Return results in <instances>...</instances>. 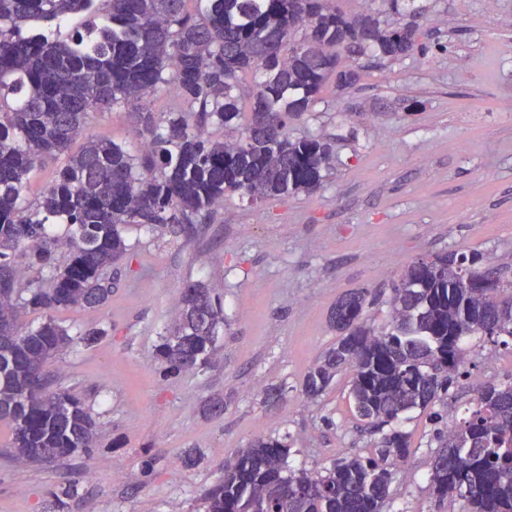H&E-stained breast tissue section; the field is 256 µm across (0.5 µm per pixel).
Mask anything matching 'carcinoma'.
Masks as SVG:
<instances>
[{
    "mask_svg": "<svg viewBox=\"0 0 512 512\" xmlns=\"http://www.w3.org/2000/svg\"><path fill=\"white\" fill-rule=\"evenodd\" d=\"M0 0V422L12 430L11 458L26 466L66 462L94 447L97 423L79 397L46 372L75 345L89 348L104 329L70 334L53 316L18 326L29 309L98 308L112 295V268L127 255L129 226L194 231L224 197L253 202L312 194L331 151L294 137L290 120L312 111L330 79L344 91L359 74L339 68L341 53L394 61L425 51L418 29L399 30L373 14L348 16L331 0ZM253 75L244 91L243 76ZM174 92L176 107L156 122L150 97ZM137 112L145 152L89 138L32 202L26 177L47 155L67 152L92 110ZM271 116L255 126V113ZM236 129L233 139L213 130ZM68 231L59 235L55 225ZM473 254L411 262L392 288V321L365 319L366 298L337 301L341 333L302 384L320 396L345 367L358 421L382 433L374 456H343L325 473L287 467L291 448L258 437L224 464L203 495L204 512H384L394 468L411 455L399 424L426 409L463 375L462 341L480 334L507 345L512 294L489 296L466 278H492ZM47 277L28 278L32 268ZM224 310L201 283L181 293L174 325L156 349L167 372L210 363ZM389 430H384V427ZM430 482L468 512H512V382L481 388L477 405L448 434L438 433Z\"/></svg>",
    "mask_w": 512,
    "mask_h": 512,
    "instance_id": "cac0c4a2",
    "label": "carcinoma"
}]
</instances>
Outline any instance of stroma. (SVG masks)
Here are the masks:
<instances>
[{"mask_svg":"<svg viewBox=\"0 0 512 512\" xmlns=\"http://www.w3.org/2000/svg\"><path fill=\"white\" fill-rule=\"evenodd\" d=\"M419 4L421 13L397 21L418 26L426 53L360 57L353 87L327 84L291 123L293 136L332 147L320 190L257 204L228 196L187 238L126 229L130 251L107 303L56 315L71 332L102 328L105 338L48 365L92 412L97 444L64 466H20L4 456L11 430L0 424V512H199L225 462L259 436L287 439L294 470L369 455L380 436L352 413L351 371L317 399L301 392L339 338L330 323L337 299L369 291L367 319L381 327L404 267L450 252L478 254L512 286V0ZM85 134L143 150L129 108L90 111ZM197 281L224 309L217 356L162 378L155 347L184 286ZM464 358L459 383L403 422L415 453L395 471L387 512H465L462 500L432 490L435 436L474 406L478 388L512 377V348L471 336ZM273 386L283 389L276 406L266 401ZM191 448L202 459L188 469L181 458ZM69 483L77 497L55 508Z\"/></svg>","mask_w":512,"mask_h":512,"instance_id":"obj_1","label":"stroma"}]
</instances>
